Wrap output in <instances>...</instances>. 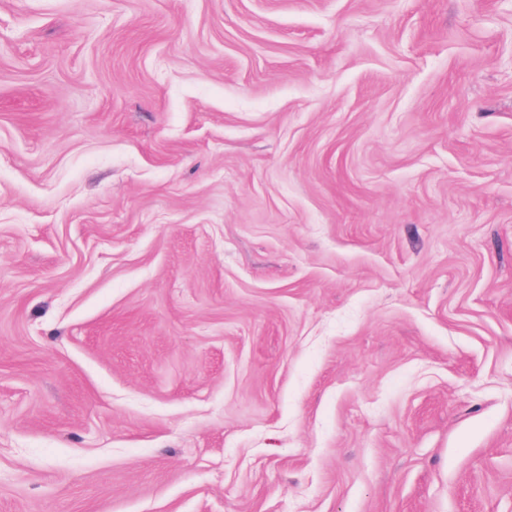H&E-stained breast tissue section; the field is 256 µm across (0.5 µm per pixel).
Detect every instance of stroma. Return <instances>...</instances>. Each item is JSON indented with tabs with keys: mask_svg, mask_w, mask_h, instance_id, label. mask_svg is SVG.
<instances>
[{
	"mask_svg": "<svg viewBox=\"0 0 512 512\" xmlns=\"http://www.w3.org/2000/svg\"><path fill=\"white\" fill-rule=\"evenodd\" d=\"M0 512H512V0H0Z\"/></svg>",
	"mask_w": 512,
	"mask_h": 512,
	"instance_id": "1",
	"label": "stroma"
}]
</instances>
